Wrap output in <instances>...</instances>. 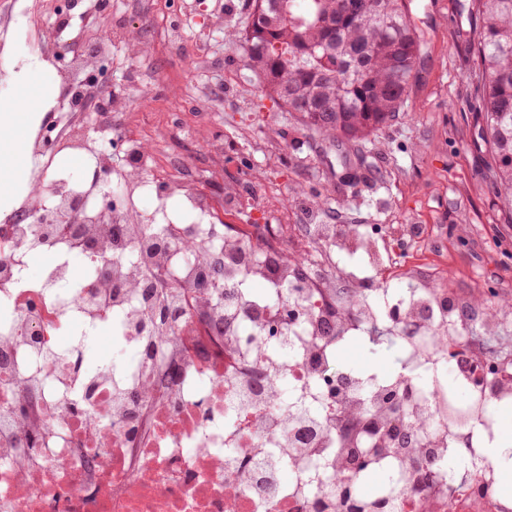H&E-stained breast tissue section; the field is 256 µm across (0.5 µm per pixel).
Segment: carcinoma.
I'll return each instance as SVG.
<instances>
[{"mask_svg": "<svg viewBox=\"0 0 512 512\" xmlns=\"http://www.w3.org/2000/svg\"><path fill=\"white\" fill-rule=\"evenodd\" d=\"M459 35L478 63L472 146L487 157L512 224V0H459ZM260 87L326 140L369 143L401 112L425 30L407 0H248L235 34Z\"/></svg>", "mask_w": 512, "mask_h": 512, "instance_id": "cac0c4a2", "label": "carcinoma"}]
</instances>
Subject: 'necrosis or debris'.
Returning <instances> with one entry per match:
<instances>
[{
	"label": "necrosis or debris",
	"instance_id": "obj_1",
	"mask_svg": "<svg viewBox=\"0 0 512 512\" xmlns=\"http://www.w3.org/2000/svg\"><path fill=\"white\" fill-rule=\"evenodd\" d=\"M117 42L151 50L132 17L103 19L68 99L83 96L81 75ZM65 150L87 159L92 180L57 174ZM31 155L40 201L0 224V512H352L340 485L357 455L385 457L402 426L415 441L358 490L361 512H512L490 462L448 464L449 448L464 438L481 447L497 424L477 401L463 423L449 421L448 399L470 374L496 361L486 400L512 405V358L491 344L512 326V307L450 291L446 246L416 251L419 228L407 226L392 268L410 283L394 294L333 259L378 262V234L321 223L319 201L298 208L289 237L273 224L214 223L211 198L180 162L144 136H113L111 114L60 112ZM110 179L122 190L107 211ZM64 193L79 207L62 235L36 217ZM174 199L194 221L158 232ZM35 253L49 261L32 284ZM248 280L263 296L242 293ZM147 290L179 314L152 323ZM113 326L120 344L88 366L84 345ZM375 330L397 337L402 369L383 388L359 377L337 388L340 340Z\"/></svg>",
	"mask_w": 512,
	"mask_h": 512
}]
</instances>
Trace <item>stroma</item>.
Here are the masks:
<instances>
[{"instance_id": "stroma-1", "label": "stroma", "mask_w": 512, "mask_h": 512, "mask_svg": "<svg viewBox=\"0 0 512 512\" xmlns=\"http://www.w3.org/2000/svg\"><path fill=\"white\" fill-rule=\"evenodd\" d=\"M457 2L414 0L426 21L419 73L403 112L365 149L305 130L251 80L241 47L227 41L247 16V0H182L187 23L176 30L161 21L165 0H105L104 15L133 13L155 49L146 59L116 50L112 81L92 87L90 109L111 112L113 95H122L128 108L111 113L116 130L129 115L154 129L214 198L240 183L245 202L263 200L256 224H292L277 200L310 196L322 185L331 191L329 224H428L434 238L474 225L470 248L448 260L452 289L512 287V224L488 188L484 157L469 143L477 62L456 34ZM143 77L154 80L152 93L143 92ZM200 97L210 101L204 121L192 109Z\"/></svg>"}]
</instances>
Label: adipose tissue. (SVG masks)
<instances>
[{"instance_id": "obj_1", "label": "adipose tissue", "mask_w": 512, "mask_h": 512, "mask_svg": "<svg viewBox=\"0 0 512 512\" xmlns=\"http://www.w3.org/2000/svg\"><path fill=\"white\" fill-rule=\"evenodd\" d=\"M52 103L44 83L29 69L19 76L14 94L0 101V195L22 178L28 159L27 128L36 113Z\"/></svg>"}]
</instances>
